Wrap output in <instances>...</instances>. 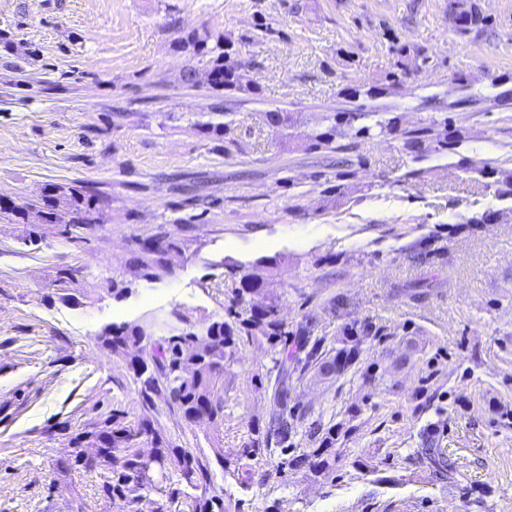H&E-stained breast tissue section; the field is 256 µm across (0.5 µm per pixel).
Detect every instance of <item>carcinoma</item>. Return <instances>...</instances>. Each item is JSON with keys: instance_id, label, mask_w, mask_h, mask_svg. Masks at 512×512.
Wrapping results in <instances>:
<instances>
[{"instance_id": "obj_1", "label": "carcinoma", "mask_w": 512, "mask_h": 512, "mask_svg": "<svg viewBox=\"0 0 512 512\" xmlns=\"http://www.w3.org/2000/svg\"><path fill=\"white\" fill-rule=\"evenodd\" d=\"M454 22L457 32L466 35L483 24L484 18L472 8L461 9L456 11ZM181 44L205 59L206 85L210 89L226 94L259 95V85L250 75V70L237 58L233 45L223 36L193 30L181 39ZM394 53L396 71L390 73L386 83L369 89L354 86L349 89L348 96L354 100L384 97L400 82V74H407L411 66L419 62L425 64L429 60L421 46L411 43L396 44ZM368 117V111L361 107L335 113L328 117L329 125L313 137L311 147L332 145L341 126L350 127L355 135L364 138L372 135L376 127L382 133L392 130L389 123L378 122L374 127L363 123ZM259 119L284 137L292 127V116L285 109L261 111ZM96 201V196L74 187L65 190L60 185L51 184L45 188L41 202L20 209L1 203L0 212L12 215L19 224L28 223L29 214L42 217L45 224H52L55 208L60 203L67 208L72 223L82 224ZM170 247L172 243L161 238L141 243L137 265L144 277L156 280L172 272L168 260ZM231 273L239 275V285L232 290L226 317L199 324L192 320V316L174 309L163 316H152L141 324L106 327L99 340L114 354H132L129 365L140 384L139 394L145 400L151 402L156 397L169 410L181 414L189 422L200 417L214 420L223 414L224 402L214 396L213 380L224 375L239 337L246 336L279 349L280 358L276 359L278 373L272 384L275 426L274 432L264 437V443L276 444L281 455L286 457L291 436L288 418L294 416L292 409L288 408V368L304 373L313 367L319 375L329 377L344 371L359 359L360 343L356 339L349 340L335 356H326L322 351L324 339L308 336L304 326L288 330V324L280 318L279 296L273 295L260 304L249 302L252 295L264 290L262 280L250 272L234 268ZM56 282L59 290L63 291L61 298H71L69 291L77 284L72 270L59 269ZM157 333L161 337L151 340V336ZM291 345L295 346L292 354L288 350ZM143 434L150 435L156 445L148 454L136 447V440ZM90 438L97 443V452L91 456L84 453L79 448L81 441L77 440L73 463L89 469L111 470L112 476L101 487L106 498L133 503L143 497V493L155 492L161 495V503L155 512H166L185 495L188 487L200 490V494L194 496V512H227L223 492L211 487L208 464L190 448L168 447L161 429L150 420L142 421L135 429L126 424L123 413L114 411L98 419ZM335 444L336 434L328 433L323 447L316 454L310 457L296 455L284 460L279 474L284 476L288 470L305 467L326 469ZM251 452V448L233 451L219 446L214 448L215 459L221 466L231 461L239 463Z\"/></svg>"}]
</instances>
